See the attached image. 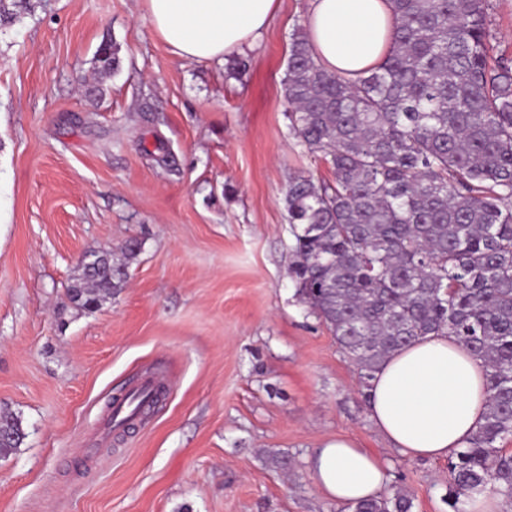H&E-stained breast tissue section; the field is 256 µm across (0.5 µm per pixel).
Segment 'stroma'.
I'll return each mask as SVG.
<instances>
[{
  "instance_id": "obj_1",
  "label": "stroma",
  "mask_w": 512,
  "mask_h": 512,
  "mask_svg": "<svg viewBox=\"0 0 512 512\" xmlns=\"http://www.w3.org/2000/svg\"><path fill=\"white\" fill-rule=\"evenodd\" d=\"M35 3L0 29V415L25 432L0 459V512H341L308 464L336 436L380 457L385 495L449 512L447 461L391 448L289 273L288 179L331 177L282 93L310 0H279L238 77L175 56L145 0ZM106 36L109 76L93 68ZM132 240L123 288L93 311L71 302L81 256ZM148 371L166 399L99 443ZM119 47L111 40L103 41L97 48L94 55L96 69L104 74L118 71L120 67Z\"/></svg>"
}]
</instances>
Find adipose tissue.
Instances as JSON below:
<instances>
[{
  "label": "adipose tissue",
  "instance_id": "1",
  "mask_svg": "<svg viewBox=\"0 0 512 512\" xmlns=\"http://www.w3.org/2000/svg\"><path fill=\"white\" fill-rule=\"evenodd\" d=\"M149 21L186 61H223L254 43L272 22L278 0H145ZM396 23L388 0H311L306 29L326 70L355 80L390 49ZM488 405L486 370L455 337L435 334L408 345L375 372L369 417L412 459H440L467 447ZM313 483L339 503L379 496L381 460L355 440L321 442L309 459Z\"/></svg>",
  "mask_w": 512,
  "mask_h": 512
}]
</instances>
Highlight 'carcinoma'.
I'll return each mask as SVG.
<instances>
[{
	"mask_svg": "<svg viewBox=\"0 0 512 512\" xmlns=\"http://www.w3.org/2000/svg\"><path fill=\"white\" fill-rule=\"evenodd\" d=\"M490 0H391L383 64L356 80L327 71L295 30L282 91L289 128L332 179L297 175L284 203L298 295L368 382L395 351L446 332L487 369L485 423L448 463V507L491 486L512 503V59L492 55ZM34 11L0 0V26ZM96 69L118 71L103 41ZM92 252L69 296L88 309L116 294L128 260ZM21 421L0 416V458ZM397 491L350 512H411Z\"/></svg>",
	"mask_w": 512,
	"mask_h": 512,
	"instance_id": "cac0c4a2",
	"label": "carcinoma"
}]
</instances>
